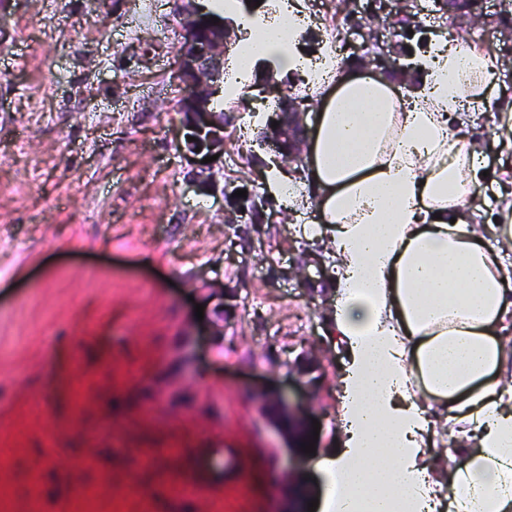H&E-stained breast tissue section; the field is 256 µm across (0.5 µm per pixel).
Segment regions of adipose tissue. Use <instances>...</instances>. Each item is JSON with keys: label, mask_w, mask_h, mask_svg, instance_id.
Here are the masks:
<instances>
[{"label": "adipose tissue", "mask_w": 512, "mask_h": 512, "mask_svg": "<svg viewBox=\"0 0 512 512\" xmlns=\"http://www.w3.org/2000/svg\"><path fill=\"white\" fill-rule=\"evenodd\" d=\"M207 7L241 26L229 97L260 69L308 72L319 105L307 178L321 221L304 233L330 245L334 331L349 362L345 449L314 464L317 512H512V395L501 385L512 199L496 223H470L484 162L461 132L496 79L495 52L435 37L417 83L399 93L384 77L344 75L337 57L312 69L297 9ZM441 422L467 441L444 471Z\"/></svg>", "instance_id": "1"}]
</instances>
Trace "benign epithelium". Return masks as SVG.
I'll use <instances>...</instances> for the list:
<instances>
[{
  "mask_svg": "<svg viewBox=\"0 0 512 512\" xmlns=\"http://www.w3.org/2000/svg\"><path fill=\"white\" fill-rule=\"evenodd\" d=\"M375 8L367 15L350 22L349 31L361 38V45L373 48L372 61L380 65H395L399 61L393 54L395 19L373 0ZM175 16L181 28V40L176 49L177 73L184 85L183 100L192 104L193 114L183 123L185 136L194 138L186 142L185 154L191 161L192 179L202 188L219 192L225 199L233 198L230 185L218 187L212 180L214 169L222 158L202 163L206 157L224 153V117L213 108L224 87V63L232 46L235 24L226 20L219 31L206 38L193 36L192 23L203 14L197 0H174ZM440 9L451 11L459 31H470L483 23L480 0H438ZM305 110L301 99L288 101L285 111L277 114L279 125L264 132L263 144L275 152V160L284 165L301 166L304 163L307 141L304 123Z\"/></svg>",
  "mask_w": 512,
  "mask_h": 512,
  "instance_id": "7a95c632",
  "label": "benign epithelium"
}]
</instances>
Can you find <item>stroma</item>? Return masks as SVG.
Returning a JSON list of instances; mask_svg holds the SVG:
<instances>
[{
  "instance_id": "stroma-1",
  "label": "stroma",
  "mask_w": 512,
  "mask_h": 512,
  "mask_svg": "<svg viewBox=\"0 0 512 512\" xmlns=\"http://www.w3.org/2000/svg\"><path fill=\"white\" fill-rule=\"evenodd\" d=\"M304 45L336 46V21L302 0ZM172 0H0V499L39 483L36 512H285L317 495L294 433L258 394L299 392L341 448L347 353L331 336L335 276L283 279L316 207L274 202L264 250L224 239L221 195L183 157ZM499 55L491 110L469 114L488 176L473 221L492 223L512 170V6L481 0ZM252 94L225 132L218 184L266 196L241 154L270 118ZM494 125L505 132L489 142ZM197 375L181 377L183 337ZM191 482L195 499L175 494Z\"/></svg>"
}]
</instances>
